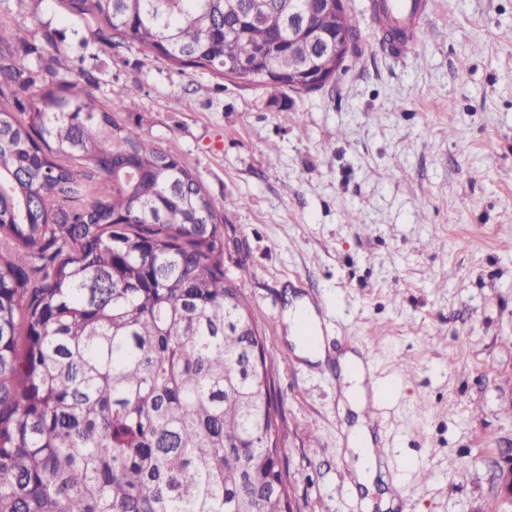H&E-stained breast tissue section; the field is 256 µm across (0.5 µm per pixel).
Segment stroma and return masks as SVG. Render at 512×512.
<instances>
[{"instance_id":"obj_1","label":"stroma","mask_w":512,"mask_h":512,"mask_svg":"<svg viewBox=\"0 0 512 512\" xmlns=\"http://www.w3.org/2000/svg\"><path fill=\"white\" fill-rule=\"evenodd\" d=\"M407 54L346 0L342 70L268 100L109 46L68 0H0V20L56 39L44 62L175 154L224 211V268L268 346L299 512H362L340 451L336 365H303L292 298L326 347L357 344L389 389L376 435L397 512H496L512 455V0H430ZM248 276H240V267Z\"/></svg>"}]
</instances>
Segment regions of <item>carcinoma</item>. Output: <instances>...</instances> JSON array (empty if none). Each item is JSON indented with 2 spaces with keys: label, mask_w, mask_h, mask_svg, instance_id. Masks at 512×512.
Returning a JSON list of instances; mask_svg holds the SVG:
<instances>
[{
  "label": "carcinoma",
  "mask_w": 512,
  "mask_h": 512,
  "mask_svg": "<svg viewBox=\"0 0 512 512\" xmlns=\"http://www.w3.org/2000/svg\"><path fill=\"white\" fill-rule=\"evenodd\" d=\"M71 3L106 43L288 89V0ZM42 60L0 20V512H291L281 354L224 271L237 201Z\"/></svg>",
  "instance_id": "cac0c4a2"
}]
</instances>
